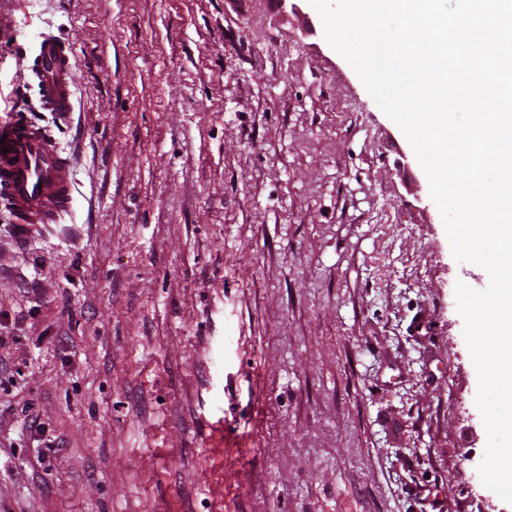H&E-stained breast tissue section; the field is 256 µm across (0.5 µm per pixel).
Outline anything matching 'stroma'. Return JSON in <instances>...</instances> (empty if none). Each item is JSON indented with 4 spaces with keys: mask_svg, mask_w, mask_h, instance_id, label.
I'll list each match as a JSON object with an SVG mask.
<instances>
[{
    "mask_svg": "<svg viewBox=\"0 0 512 512\" xmlns=\"http://www.w3.org/2000/svg\"><path fill=\"white\" fill-rule=\"evenodd\" d=\"M17 109L74 204L25 245L0 209V512H512L455 298L487 275L309 0H0ZM71 56V46L53 35L39 43L31 74L40 88L41 105L48 112L73 110L75 73Z\"/></svg>",
    "mask_w": 512,
    "mask_h": 512,
    "instance_id": "35a3bbf8",
    "label": "stroma"
}]
</instances>
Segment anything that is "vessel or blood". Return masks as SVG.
Wrapping results in <instances>:
<instances>
[{
  "label": "vessel or blood",
  "instance_id": "1",
  "mask_svg": "<svg viewBox=\"0 0 512 512\" xmlns=\"http://www.w3.org/2000/svg\"><path fill=\"white\" fill-rule=\"evenodd\" d=\"M72 49L65 41L42 38L31 68L49 112L73 109L75 73ZM0 203L9 208L17 238L56 224L73 204V168L50 131L26 113L0 123Z\"/></svg>",
  "mask_w": 512,
  "mask_h": 512
}]
</instances>
